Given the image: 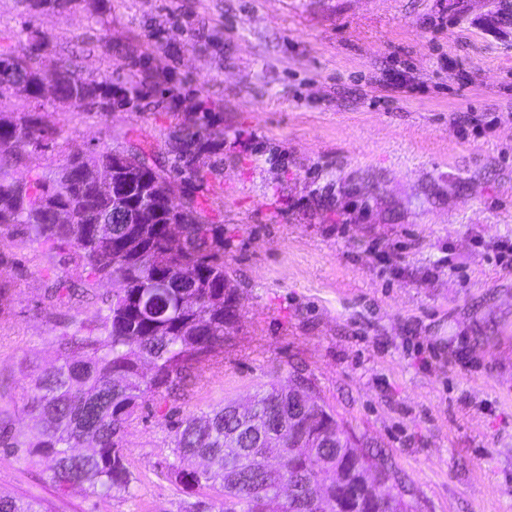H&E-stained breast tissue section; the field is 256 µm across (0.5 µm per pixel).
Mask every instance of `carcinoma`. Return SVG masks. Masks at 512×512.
<instances>
[{
    "instance_id": "obj_1",
    "label": "carcinoma",
    "mask_w": 512,
    "mask_h": 512,
    "mask_svg": "<svg viewBox=\"0 0 512 512\" xmlns=\"http://www.w3.org/2000/svg\"><path fill=\"white\" fill-rule=\"evenodd\" d=\"M30 9L65 11L75 0H28ZM49 35L29 26L21 48L0 46V99L17 95L29 109L0 111V241L36 243L62 255L86 274L87 290L112 282V291L94 322L72 321L56 337L57 363L33 379L21 414L34 420L30 433L13 428L0 413V447L24 453L45 467L59 491L85 485L107 499L131 484L124 437L149 400L185 391L240 323L238 307L224 296V225L211 224L195 195L203 176L194 164L219 136L210 113L192 117L176 132L180 151L167 166L155 152L133 141V178L122 183L127 203L112 204V184L86 182L84 166H112V147L67 155L52 173L40 165L16 179L11 169L24 158H39L59 132L42 124L39 110L65 98L83 112H110L116 104L147 106L161 92L157 82L135 70L130 87H117L112 74L84 76L58 61L49 75L35 53L53 51ZM160 192L173 188L183 204L175 212L162 200L149 224H130L127 214L144 206L140 181ZM182 226L183 250L169 251L168 222ZM256 417L281 440L279 461L231 401L204 415L185 417L172 440L167 476L195 499L190 512H303L311 495L316 512H336V469L354 483L368 464L389 474L393 486L405 482L365 444L348 447L336 432L348 428L325 405L312 400L311 382L295 374L286 385L272 384L256 396ZM92 444L82 452L84 444ZM300 487L274 508L282 484ZM0 512H47L39 501L0 492Z\"/></svg>"
}]
</instances>
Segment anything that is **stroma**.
Instances as JSON below:
<instances>
[{"label": "stroma", "instance_id": "stroma-1", "mask_svg": "<svg viewBox=\"0 0 512 512\" xmlns=\"http://www.w3.org/2000/svg\"><path fill=\"white\" fill-rule=\"evenodd\" d=\"M77 45L83 74L136 59L179 92L121 112L48 103L40 158L133 140L173 159V131L215 112L224 138L196 189L224 227L241 323L178 398L129 427V491L60 492L0 452V490L49 512H183L163 471L175 421L308 377L380 448L420 512H512V20L497 0H77L30 14L0 0V44L27 26ZM112 42L117 52L103 54ZM83 275L39 245L0 242V408L19 409L55 336L112 290L51 299Z\"/></svg>", "mask_w": 512, "mask_h": 512}]
</instances>
